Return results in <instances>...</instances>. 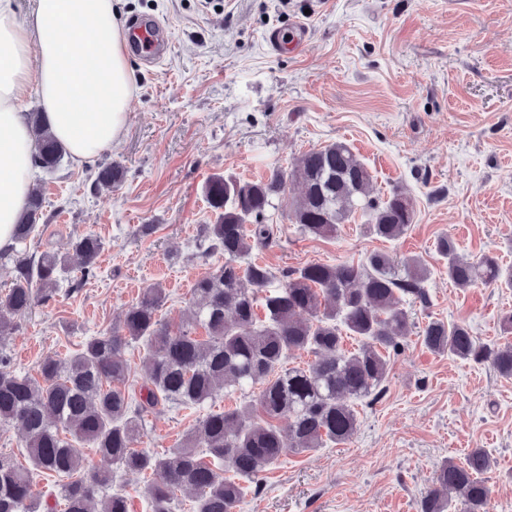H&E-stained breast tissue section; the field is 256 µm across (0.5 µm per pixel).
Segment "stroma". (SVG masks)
Here are the masks:
<instances>
[{
  "label": "stroma",
  "mask_w": 512,
  "mask_h": 512,
  "mask_svg": "<svg viewBox=\"0 0 512 512\" xmlns=\"http://www.w3.org/2000/svg\"><path fill=\"white\" fill-rule=\"evenodd\" d=\"M120 16L158 22L169 52L153 65L129 48L135 96L108 151L38 175L45 204L31 245L67 255L69 268L55 298L6 339L18 373L36 375L44 357L111 330L150 284L166 290L162 317L180 319L193 283L221 262L199 248L215 220L207 180L264 178L336 141L365 162L377 193H410L412 228L383 241L358 216L312 238L281 217L275 243L252 257L277 273L357 263L374 250L397 263L417 255L431 271L428 305L411 309L417 326L441 319L507 342L500 318L512 288L454 287L436 245L447 234L464 257L491 252L512 266V0H121ZM300 18L309 35L298 51H272L266 34L290 33ZM102 162L122 166L118 189L95 188ZM88 234L103 250L87 277L72 244ZM356 411L349 442L283 456L237 512H418L436 466L473 448L494 461L489 512H512V378L434 353L414 334L382 398ZM200 417L149 414L143 450L177 447ZM83 455L113 471L131 512H146L141 474L114 470L90 448Z\"/></svg>",
  "instance_id": "35a3bbf8"
}]
</instances>
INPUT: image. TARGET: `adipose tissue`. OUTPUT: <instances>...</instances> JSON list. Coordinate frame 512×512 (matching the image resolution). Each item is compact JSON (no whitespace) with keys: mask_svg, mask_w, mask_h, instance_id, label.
Listing matches in <instances>:
<instances>
[{"mask_svg":"<svg viewBox=\"0 0 512 512\" xmlns=\"http://www.w3.org/2000/svg\"><path fill=\"white\" fill-rule=\"evenodd\" d=\"M127 45L113 0H35L23 19L0 0V249L13 246L33 187L25 101L38 98L43 124L75 162L99 156L126 127L135 89Z\"/></svg>","mask_w":512,"mask_h":512,"instance_id":"obj_1","label":"adipose tissue"}]
</instances>
